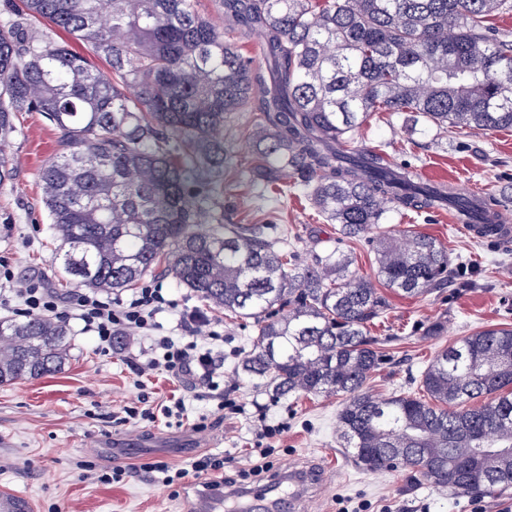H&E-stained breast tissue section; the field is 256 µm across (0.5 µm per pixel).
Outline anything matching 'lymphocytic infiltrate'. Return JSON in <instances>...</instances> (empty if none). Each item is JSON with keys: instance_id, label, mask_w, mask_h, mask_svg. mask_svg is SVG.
I'll use <instances>...</instances> for the list:
<instances>
[{"instance_id": "1", "label": "lymphocytic infiltrate", "mask_w": 512, "mask_h": 512, "mask_svg": "<svg viewBox=\"0 0 512 512\" xmlns=\"http://www.w3.org/2000/svg\"><path fill=\"white\" fill-rule=\"evenodd\" d=\"M4 277L8 293L20 301L15 312L20 316L45 315L56 318H75L82 322L84 330L96 333L102 344H111L115 334L130 330L148 346L135 357L131 366L136 375L165 372L185 380H199L213 384L214 377L224 365L223 356L212 350L201 349L199 337L221 340L215 322L209 316L194 311L180 313L176 327L180 338H173L165 328L161 317L174 310L175 304L168 299L163 285L157 281L144 283L130 296L113 298L99 291L79 292L69 297L59 296L47 288L42 279L15 278L12 272ZM146 472L160 474L164 486L181 483L187 474L223 477L224 459L214 454L196 456L190 469L171 466L163 460L142 463Z\"/></svg>"}]
</instances>
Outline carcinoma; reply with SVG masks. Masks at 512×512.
<instances>
[{
	"label": "carcinoma",
	"instance_id": "1",
	"mask_svg": "<svg viewBox=\"0 0 512 512\" xmlns=\"http://www.w3.org/2000/svg\"><path fill=\"white\" fill-rule=\"evenodd\" d=\"M225 29L257 40L258 72L191 0H4L0 142L40 112L57 151L39 171L60 252L52 263L88 287L121 291L160 257L190 290L257 335L241 370L273 401L341 400L337 431L356 466L407 471L438 492L512 489V327L459 336L422 372L420 394L380 397L386 361L370 324L389 301L455 284L467 265L406 230L369 237L374 276L348 254L300 258L262 227L224 223V123L256 103L249 180L291 171L318 212L359 238L390 208L448 207L496 223L491 201L421 180L412 165L352 146L378 112H411L426 130L491 135L512 128V39L490 17L512 0H218ZM91 44L111 72L56 41ZM64 322L0 320V385L59 372ZM0 512H29L0 497Z\"/></svg>",
	"mask_w": 512,
	"mask_h": 512
}]
</instances>
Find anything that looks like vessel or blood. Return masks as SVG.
Segmentation results:
<instances>
[{"instance_id":"1","label":"vessel or blood","mask_w":512,"mask_h":512,"mask_svg":"<svg viewBox=\"0 0 512 512\" xmlns=\"http://www.w3.org/2000/svg\"><path fill=\"white\" fill-rule=\"evenodd\" d=\"M322 480L312 468L278 472L262 488L248 491L249 512H304L305 501Z\"/></svg>"}]
</instances>
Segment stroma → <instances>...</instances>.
Returning <instances> with one entry per match:
<instances>
[{
  "label": "stroma",
  "mask_w": 512,
  "mask_h": 512,
  "mask_svg": "<svg viewBox=\"0 0 512 512\" xmlns=\"http://www.w3.org/2000/svg\"><path fill=\"white\" fill-rule=\"evenodd\" d=\"M251 112H238L224 126V144L234 155V166L224 173V221L260 224L272 240L289 236L300 252L323 254L340 250L350 254L353 267L372 274L374 254L366 239L342 237L337 225L327 221L296 189L272 204L260 203L258 187L239 173L250 165L245 134ZM22 131L1 153L15 168L13 180L0 187V257H6L19 276L39 275L60 294L75 292L70 279L58 272L51 259L60 246L50 229L42 200L38 173L55 151L56 134L42 115L20 119ZM358 146L384 153L398 165L417 167L424 179L444 182L465 194H492L502 201V217L512 225V129L493 135L474 130L441 135L425 132L422 123L407 112H381L355 137ZM382 228L390 233L418 231L436 238L450 252L469 258L476 272V287H453L423 298L387 292L386 316L370 330L382 340L390 360L370 381L382 396L413 390L436 353L468 332L508 324L512 326V238L479 241L456 224L448 210L428 213L390 211ZM156 279L170 288L177 303L188 302L224 323V366L221 388L235 391L244 401L242 413L222 416L206 389L190 382H175L165 375L136 376L128 360L140 350L138 337L102 352L93 333L67 320L69 361L54 375L0 385V496L26 500L30 512H197L203 504L223 498V490L205 488L187 476L179 492H171L149 473L126 474L123 481L104 484L80 479L83 465L92 463L108 471L152 459L187 466L201 453L224 457V474L258 487L269 473H254V450L260 422L285 424L280 436L270 439L274 470L298 469L310 462L321 464L325 478L305 512H500L512 504V490L503 495L453 497L435 491L401 472L372 475L356 467L342 448L336 428L339 399L285 398L270 402L255 380L240 369L256 335L251 320H226L223 311L191 296L169 274ZM444 322L441 338L425 336V328ZM177 395L184 399L181 421L120 424L122 410L138 406L141 397L153 400ZM207 417L209 428L194 432L192 423Z\"/></svg>",
  "instance_id": "obj_1"
}]
</instances>
